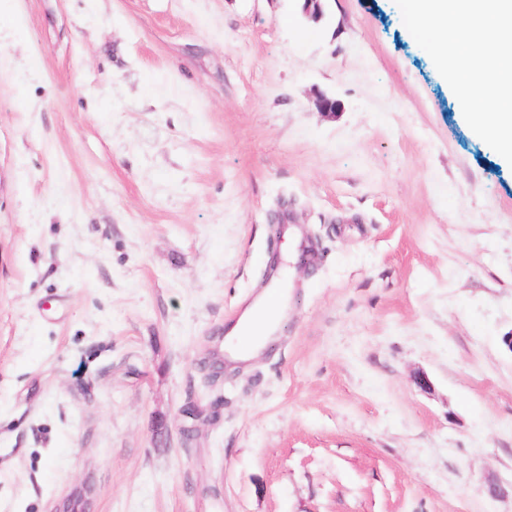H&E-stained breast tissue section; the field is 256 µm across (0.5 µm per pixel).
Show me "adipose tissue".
<instances>
[{"instance_id": "1", "label": "adipose tissue", "mask_w": 512, "mask_h": 512, "mask_svg": "<svg viewBox=\"0 0 512 512\" xmlns=\"http://www.w3.org/2000/svg\"><path fill=\"white\" fill-rule=\"evenodd\" d=\"M283 307L279 292H271L262 306L247 309L224 338V350L234 361L254 357L277 330Z\"/></svg>"}]
</instances>
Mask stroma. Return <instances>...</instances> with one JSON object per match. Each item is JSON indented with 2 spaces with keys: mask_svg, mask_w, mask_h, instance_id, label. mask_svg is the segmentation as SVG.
Wrapping results in <instances>:
<instances>
[{
  "mask_svg": "<svg viewBox=\"0 0 512 512\" xmlns=\"http://www.w3.org/2000/svg\"><path fill=\"white\" fill-rule=\"evenodd\" d=\"M322 5L0 0V512H512V166L394 0ZM262 302L264 307L255 305L247 309L225 336L224 353L227 352L232 361L254 357L277 330L284 309L280 293L273 289ZM245 337L250 340L246 346L242 342Z\"/></svg>",
  "mask_w": 512,
  "mask_h": 512,
  "instance_id": "obj_1",
  "label": "stroma"
}]
</instances>
